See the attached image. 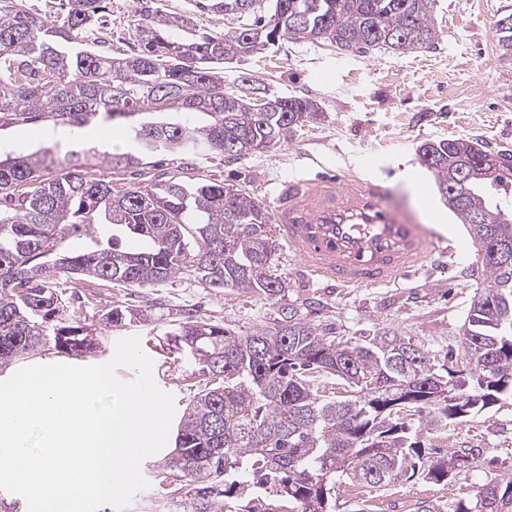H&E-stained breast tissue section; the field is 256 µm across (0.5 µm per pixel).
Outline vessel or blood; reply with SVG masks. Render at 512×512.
Returning <instances> with one entry per match:
<instances>
[{
    "label": "vessel or blood",
    "instance_id": "obj_1",
    "mask_svg": "<svg viewBox=\"0 0 512 512\" xmlns=\"http://www.w3.org/2000/svg\"><path fill=\"white\" fill-rule=\"evenodd\" d=\"M384 186L328 172L280 182L276 232L308 275L341 288L390 285L439 251L423 225L388 213Z\"/></svg>",
    "mask_w": 512,
    "mask_h": 512
}]
</instances>
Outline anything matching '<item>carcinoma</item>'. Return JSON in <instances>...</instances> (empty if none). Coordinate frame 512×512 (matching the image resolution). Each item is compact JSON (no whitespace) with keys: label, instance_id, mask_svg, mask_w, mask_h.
Returning a JSON list of instances; mask_svg holds the SVG:
<instances>
[{"label":"carcinoma","instance_id":"carcinoma-1","mask_svg":"<svg viewBox=\"0 0 512 512\" xmlns=\"http://www.w3.org/2000/svg\"><path fill=\"white\" fill-rule=\"evenodd\" d=\"M254 0H214L216 12L249 18ZM258 24L278 37L339 50L404 54L436 39L434 0H272ZM49 21L25 0H0V131L43 132L46 144L0 160V366L49 347L73 359L93 356L96 335L82 307L63 305L58 279L78 277L151 288L191 274L203 288L278 296L269 212L248 193L201 178L147 179L114 186L92 170L98 152L60 149L59 128H120L136 152L109 153L113 166L144 164L157 153L222 154L235 159L268 149L319 116L309 97L260 95L249 80L224 86V61L257 53L266 40L242 25L197 30L190 19L156 9L134 24L131 53L100 51L106 0H60ZM97 38L86 41L88 33ZM422 163L448 198V173L463 159L471 199L448 204L458 221L512 240V151L466 137L425 141ZM481 294L462 327L467 373L443 375L435 359L398 331L367 340L334 335L295 308L279 325L244 336L203 319L178 323L175 348L210 378L187 404L160 483L182 474L176 512H336L338 484L380 489L407 481H456L477 448L435 456L422 427L395 420L417 413L423 427H446L512 397V269L482 257ZM143 311L114 305L108 329ZM350 388L326 399L314 374ZM414 512H512V479L488 483L473 499L423 500Z\"/></svg>","mask_w":512,"mask_h":512}]
</instances>
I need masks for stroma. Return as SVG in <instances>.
<instances>
[{"label": "stroma", "mask_w": 512, "mask_h": 512, "mask_svg": "<svg viewBox=\"0 0 512 512\" xmlns=\"http://www.w3.org/2000/svg\"><path fill=\"white\" fill-rule=\"evenodd\" d=\"M201 0H110L108 42L112 49L135 46L132 20L159 8L191 16L199 28L221 31L230 20L201 8ZM512 13V0H437L432 19L437 37L430 46L405 54L384 50L359 53L305 39L284 38L261 53L226 62L228 85L249 79L270 96H307L320 115L276 146L227 160L223 155H169L151 158L157 173L196 176L247 192L273 210L274 186L298 175L306 158L324 171L370 174L384 179L386 203L418 224H432L452 237L458 255L450 267L383 288H338L308 277L285 245H278L272 268L285 285L276 298L250 291H213L193 277L177 276L155 288H112L83 280L60 282L66 305L88 298L81 315L99 333L101 348L92 364L109 361L116 340L139 336L153 362L157 385L174 397L183 413L190 389L199 385L197 365L174 351L168 338L175 323L202 318L239 335L272 328L278 311L297 308L313 324L332 325L340 336H370L395 329L423 345L436 364H448L457 350L461 326L473 296L483 287L477 246L442 200L434 175L418 149L427 140L468 136L495 149H512V55H502L493 22ZM146 311L148 321L103 331L102 313L113 305ZM426 447L441 451L480 449L464 479L446 484L406 482L386 491L369 487L359 494L336 488V512H413L420 500L474 497L483 485L512 477V398L470 421L423 433Z\"/></svg>", "instance_id": "obj_1"}]
</instances>
